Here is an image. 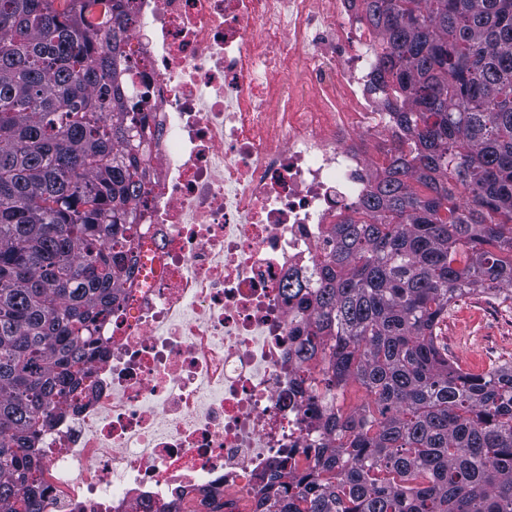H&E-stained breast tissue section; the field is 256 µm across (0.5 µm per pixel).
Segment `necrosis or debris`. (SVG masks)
Listing matches in <instances>:
<instances>
[{
    "instance_id": "obj_1",
    "label": "necrosis or debris",
    "mask_w": 512,
    "mask_h": 512,
    "mask_svg": "<svg viewBox=\"0 0 512 512\" xmlns=\"http://www.w3.org/2000/svg\"><path fill=\"white\" fill-rule=\"evenodd\" d=\"M125 51L156 136L106 355L43 435V512L255 501L315 446L283 280L373 188L391 95L360 0H138Z\"/></svg>"
}]
</instances>
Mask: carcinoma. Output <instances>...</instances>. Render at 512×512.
Returning <instances> with one entry per match:
<instances>
[{"instance_id":"carcinoma-1","label":"carcinoma","mask_w":512,"mask_h":512,"mask_svg":"<svg viewBox=\"0 0 512 512\" xmlns=\"http://www.w3.org/2000/svg\"><path fill=\"white\" fill-rule=\"evenodd\" d=\"M363 2L397 125L315 287L283 285L327 442L254 512H512V364L466 372L438 335L463 295L512 301V0ZM136 4L0 0V512H41V436L132 272L152 132L87 31L127 37Z\"/></svg>"}]
</instances>
